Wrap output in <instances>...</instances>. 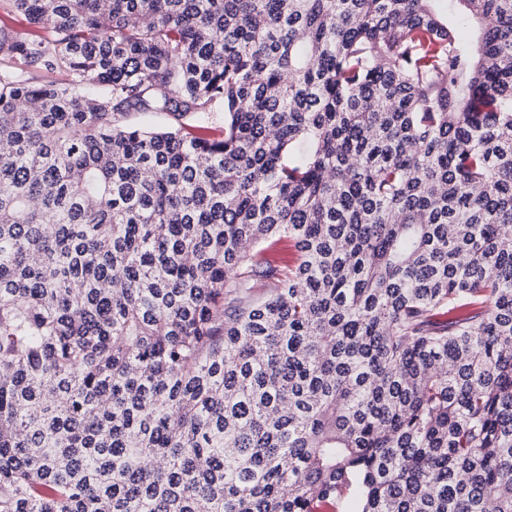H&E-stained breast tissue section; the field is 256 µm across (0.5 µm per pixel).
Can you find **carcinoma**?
Listing matches in <instances>:
<instances>
[{
    "label": "carcinoma",
    "mask_w": 512,
    "mask_h": 512,
    "mask_svg": "<svg viewBox=\"0 0 512 512\" xmlns=\"http://www.w3.org/2000/svg\"><path fill=\"white\" fill-rule=\"evenodd\" d=\"M0 14V512H512V0Z\"/></svg>",
    "instance_id": "cac0c4a2"
}]
</instances>
